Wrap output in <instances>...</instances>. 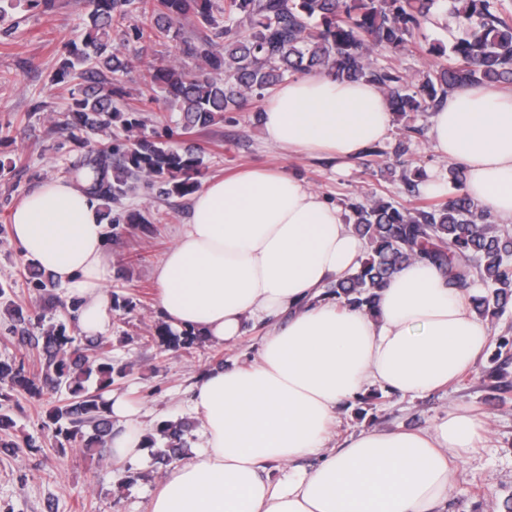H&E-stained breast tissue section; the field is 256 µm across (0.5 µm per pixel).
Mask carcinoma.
Masks as SVG:
<instances>
[{
	"instance_id": "obj_1",
	"label": "carcinoma",
	"mask_w": 512,
	"mask_h": 512,
	"mask_svg": "<svg viewBox=\"0 0 512 512\" xmlns=\"http://www.w3.org/2000/svg\"><path fill=\"white\" fill-rule=\"evenodd\" d=\"M505 0H90L84 19L85 34L68 43L54 81L73 85L64 124L80 131L101 132L107 139L90 150L82 165L65 173L86 183L102 202V216L117 235L121 222H143L141 216L111 217V205L146 183L161 197H185L200 186L203 159L192 147H182L173 135L145 133L140 120L117 108L124 97L116 76L128 68L123 51L112 46V30L128 14L137 13L139 39L170 36L179 19L195 18L199 34L187 43L186 54L198 62V71L166 65L149 68L140 101L152 104L163 96L183 112L178 137L187 139L224 120V113L239 109L251 97L262 98L289 75L328 72L343 82L375 84L387 99L394 117L410 123L443 104L448 94L467 86L512 87V9ZM435 12L448 14L461 36L450 53L455 63L437 67L422 77H408L391 66L374 62L376 51L396 55L415 44L416 32ZM215 29L219 43L207 33ZM121 123L129 133L114 143L112 125ZM427 177L418 166L403 175L413 203L404 206L376 193L350 198L346 207L353 232L365 242L360 266L329 282L323 296L343 307L379 311L377 289L413 259L436 265L455 287L469 284L474 274L488 293L472 295L479 318L496 316L512 300V232L501 229L491 212L462 192V169L448 166V183L457 194L444 201L422 197L418 185ZM26 283L53 305L50 278L38 268ZM15 283L0 282V298L8 316L22 326L20 341L37 351L40 373L29 375L24 360L0 361V382L42 398L63 389L67 397L52 405L43 420L61 447L78 446L99 455L107 453L112 417L104 394L126 376L127 365L112 362L110 343L102 335H73L63 320L43 323L29 332L32 313L11 299ZM161 347L189 348L196 336H177L167 325L156 327ZM495 366L488 376L512 388V337L497 340ZM12 417L0 412V450L13 453ZM189 423L163 421L157 433L165 440L159 460L167 465L184 455Z\"/></svg>"
}]
</instances>
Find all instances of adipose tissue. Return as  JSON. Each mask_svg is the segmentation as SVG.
Listing matches in <instances>:
<instances>
[{"label":"adipose tissue","instance_id":"adipose-tissue-1","mask_svg":"<svg viewBox=\"0 0 512 512\" xmlns=\"http://www.w3.org/2000/svg\"><path fill=\"white\" fill-rule=\"evenodd\" d=\"M390 123L375 85L311 73L277 88L260 126L290 153L353 159L384 140ZM430 137L442 159L464 166L465 193L512 222V93L450 94ZM10 224L25 259L67 287L81 330L102 332L112 269L90 195L45 182L12 209ZM364 251L342 210L284 170L251 167L196 191L154 269L163 318L173 332L227 346L248 327L267 331L258 359L212 370L193 388L201 450L171 467L147 512H448L483 419L455 410L427 429H364L327 445L338 409L365 387L435 393L473 369L489 341L466 294L424 260L381 288L378 317L324 298ZM107 400L113 459L145 456L139 409L119 393Z\"/></svg>","mask_w":512,"mask_h":512}]
</instances>
